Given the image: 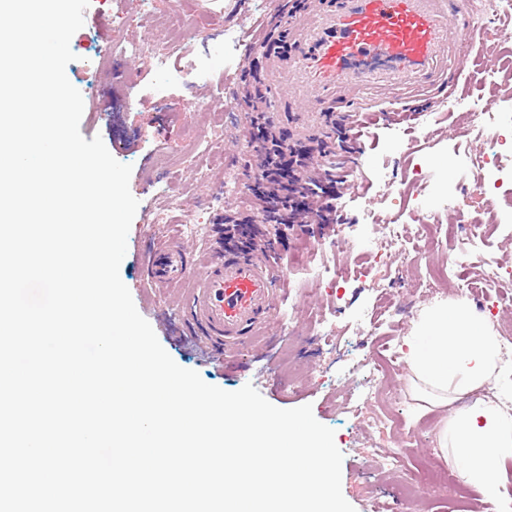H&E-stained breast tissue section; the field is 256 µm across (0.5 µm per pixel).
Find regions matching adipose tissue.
<instances>
[{
  "label": "adipose tissue",
  "mask_w": 512,
  "mask_h": 512,
  "mask_svg": "<svg viewBox=\"0 0 512 512\" xmlns=\"http://www.w3.org/2000/svg\"><path fill=\"white\" fill-rule=\"evenodd\" d=\"M405 356L412 380L445 406L471 394L498 371L499 343L462 300L432 309ZM442 447L465 460L467 483L488 488L501 460L512 456V415L478 400L454 412L441 433Z\"/></svg>",
  "instance_id": "ef3b65f1"
}]
</instances>
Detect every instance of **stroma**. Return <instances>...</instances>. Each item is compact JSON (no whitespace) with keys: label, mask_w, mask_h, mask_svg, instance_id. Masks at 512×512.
Wrapping results in <instances>:
<instances>
[{"label":"stroma","mask_w":512,"mask_h":512,"mask_svg":"<svg viewBox=\"0 0 512 512\" xmlns=\"http://www.w3.org/2000/svg\"><path fill=\"white\" fill-rule=\"evenodd\" d=\"M321 0H187L182 13L184 36L158 68L153 45L167 36L171 0H91L84 25L71 39L75 61L66 67L69 81L83 96L80 132L85 139L101 136L111 155L131 165L130 191L139 206L128 235L120 277L138 312L151 324L159 342L181 367L196 371L204 382L227 391L252 384L272 405L291 409L311 405L315 418L335 432L343 454L341 489L355 512H400L407 486H414L415 512H512V457L500 472L497 503L486 502L470 488L467 506L448 497L443 485L428 482L425 459L452 474L461 465L440 447L438 435L453 407H440L415 397L408 368L383 383L368 407L370 415L387 416L411 427L417 438L399 444L401 463L384 473L371 448L378 436L359 424L352 409L359 403L353 378L357 363L387 350L404 353L406 341L418 332L423 317L451 302L447 290H427L423 280L435 265L454 253L456 227L438 184L452 186L459 203L469 205L472 219H483L474 199L482 175L463 172L450 161V148L491 150L485 115L512 113V41L500 32L512 28V5L488 9L481 20L484 38L469 50L465 87L428 86L401 91L405 116L379 121L365 159L353 153L344 107L327 113L323 128L304 125L299 95L277 88L270 94L277 124L297 138H327L335 159L314 156L313 176L328 164L350 173L348 183L335 187L336 214L331 224L314 223L287 230L276 244L274 268L284 291L268 337L221 360L184 316L186 287H150L144 268L148 251L159 242L178 238L196 258L207 259L217 237V221L248 207L254 171L244 126L247 108L233 91L254 88L271 74L277 60L299 49L294 23L278 18L279 9L295 20L311 17ZM266 35L267 55L244 57L248 32ZM465 98L469 108L449 113L441 95ZM235 178L244 194L224 191L225 177ZM403 224L408 236L402 254H384L377 267L386 274L384 287L393 289L399 313H375L378 287L364 270L370 247L362 221ZM438 225L425 239L417 227ZM504 266L490 293L472 308L488 329L512 324V210L499 211L489 225L483 250L459 258V274L483 282L486 259ZM322 264L340 269V277L316 282L305 268Z\"/></svg>","instance_id":"obj_1"}]
</instances>
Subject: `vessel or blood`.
Listing matches in <instances>:
<instances>
[{"instance_id":"vessel-or-blood-1","label":"vessel or blood","mask_w":512,"mask_h":512,"mask_svg":"<svg viewBox=\"0 0 512 512\" xmlns=\"http://www.w3.org/2000/svg\"><path fill=\"white\" fill-rule=\"evenodd\" d=\"M481 34L470 0L452 9L446 0H339L300 23L287 83L305 93L309 112L323 111L328 89L357 94V111L367 112L365 91L441 82L449 38ZM146 277L155 288L193 281L187 320L221 357L265 334L280 299L266 258L221 253L197 264L172 238L149 251Z\"/></svg>"}]
</instances>
